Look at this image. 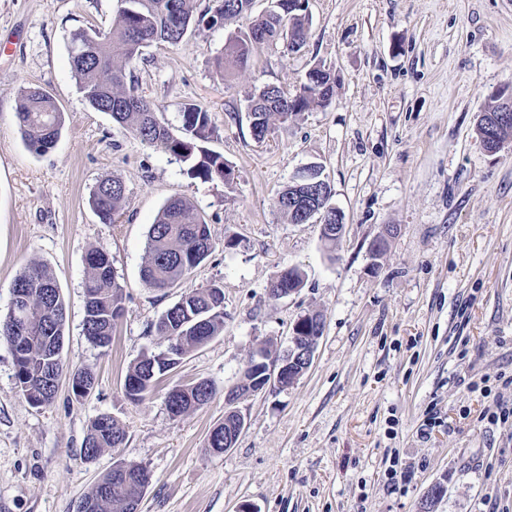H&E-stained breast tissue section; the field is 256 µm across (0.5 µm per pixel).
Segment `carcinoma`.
<instances>
[{"label": "carcinoma", "instance_id": "1", "mask_svg": "<svg viewBox=\"0 0 512 512\" xmlns=\"http://www.w3.org/2000/svg\"><path fill=\"white\" fill-rule=\"evenodd\" d=\"M252 0H212L203 13H196V0H120L112 30L79 31L73 35L71 63L78 90L91 107L107 112L113 121L129 130L143 144L160 149L187 164L193 179L210 182L220 179L232 185L231 166L224 157L208 150L203 143L211 134L209 112L201 105L182 106L181 135L173 134L157 117L156 105L127 82V69L145 48L152 45L176 46L194 26L222 27L232 19L247 15ZM307 14L294 6V0H280L279 6L254 19L251 26L231 39L214 60L221 78H228L248 65L263 48L288 39L303 46L307 38ZM335 76L322 65L306 73L299 92L288 95L280 86L264 85L248 97L256 141L264 140L274 121L288 119L312 107H325L334 96ZM486 112H504L496 135L505 140L512 131V107L502 94L492 96ZM18 131L26 147L44 155L57 143L63 128V113L50 93L38 86L21 89L15 112ZM126 199V186L117 176L98 181L90 193L91 205L101 223L113 224ZM291 223L307 213L311 205L296 199V192L283 191L277 200ZM209 225L182 197H170L146 239L147 258L141 268L143 284L166 290L186 279L213 251ZM83 333L96 347L112 342L116 322L123 314V290L117 282L110 257L98 250L85 257ZM24 291L23 304L30 306V324L24 345L15 340L12 326L18 304L10 302L0 318V336L6 338L14 356V376L22 394L33 405L51 403L62 377H78L93 387L96 377L86 368H71L62 357L66 327V305L52 270L38 262L30 263L14 278L11 291ZM156 335L181 340V354L201 346L224 329V290L217 284L189 288L169 306L154 324ZM178 362L163 354L146 353L126 374V392L134 402L151 394L159 378L176 368ZM216 389L206 381L177 384L166 403L171 414L180 416L210 402ZM125 442L124 429L109 415L96 417L83 443V456L91 461L106 448H119ZM144 469L140 464L120 462L98 481L79 503L77 512H137L146 490L135 478Z\"/></svg>", "mask_w": 512, "mask_h": 512}]
</instances>
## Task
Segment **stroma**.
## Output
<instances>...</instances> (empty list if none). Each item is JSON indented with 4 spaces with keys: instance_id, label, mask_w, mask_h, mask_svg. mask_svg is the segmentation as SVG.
<instances>
[{
    "instance_id": "stroma-1",
    "label": "stroma",
    "mask_w": 512,
    "mask_h": 512,
    "mask_svg": "<svg viewBox=\"0 0 512 512\" xmlns=\"http://www.w3.org/2000/svg\"><path fill=\"white\" fill-rule=\"evenodd\" d=\"M119 0H0V316L31 262L54 272L67 311L63 357L91 369L77 400L60 385L36 407L14 378L0 338V512H77L117 461L148 468L138 512H419L443 483L434 512L512 508V420L492 423L490 395L512 402V136L494 154L476 133L493 94L512 84V0H309L296 53L266 47L231 80L214 58L250 17L199 26L178 46L147 48L129 77L173 132L181 106L210 115L207 149L234 170L232 187L191 178L185 163L143 145L82 97L70 63L74 33L111 30ZM336 88L329 106L256 142L246 106L267 84L295 93L315 65ZM56 99L64 129L45 155L15 125L20 91ZM317 164L344 214L336 243L316 223L293 224L279 192ZM120 177L127 195L114 224L89 204L97 181ZM174 195L206 219L215 248L185 286L224 290V329L191 349L144 401L124 389L129 367L165 350L153 328L180 290L140 278L148 229ZM393 227L381 258L371 240ZM109 255L123 289L112 343L84 336L85 257ZM287 266L304 285L275 300ZM320 313L313 364L292 387L243 399L246 428L214 454L223 390L260 348L285 350L294 322ZM199 380L205 406L172 416L168 390ZM112 416L124 444L95 460L82 452L90 422ZM398 456L405 479L384 471Z\"/></svg>"
}]
</instances>
